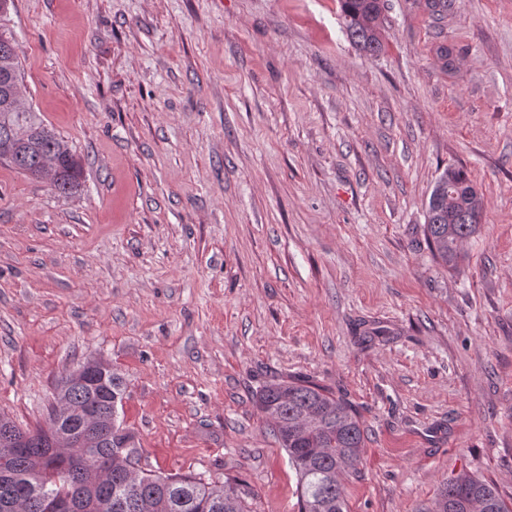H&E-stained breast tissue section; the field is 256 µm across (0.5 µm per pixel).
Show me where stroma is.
Masks as SVG:
<instances>
[{
  "mask_svg": "<svg viewBox=\"0 0 512 512\" xmlns=\"http://www.w3.org/2000/svg\"><path fill=\"white\" fill-rule=\"evenodd\" d=\"M14 3L24 95L84 176L0 164V416L45 425L93 356L140 469L299 512L254 395L304 378L366 429L347 512H429L463 471L512 500V0H386L376 56L338 0ZM451 165L484 201L456 272L424 242Z\"/></svg>",
  "mask_w": 512,
  "mask_h": 512,
  "instance_id": "1",
  "label": "stroma"
}]
</instances>
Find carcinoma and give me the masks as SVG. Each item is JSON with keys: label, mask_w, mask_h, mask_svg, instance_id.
I'll return each instance as SVG.
<instances>
[{"label": "carcinoma", "mask_w": 512, "mask_h": 512, "mask_svg": "<svg viewBox=\"0 0 512 512\" xmlns=\"http://www.w3.org/2000/svg\"><path fill=\"white\" fill-rule=\"evenodd\" d=\"M347 36L363 53L383 50L387 17L385 0H339ZM0 55V78L13 88V105L0 107V161L18 172L47 181L68 195L81 183L83 167L68 144L46 127L25 102L23 76L14 38ZM471 179L461 167L446 169L436 180L427 203L424 236L431 254L459 268L460 246L475 236L483 215L482 196H452L455 186ZM58 398L46 429H22L0 417V442L35 434L25 448L11 453L0 447V500H13L10 512H50L57 498L80 492L95 498L89 512H253L257 494L244 482L206 481L187 474H156L138 468L140 448L134 431L118 421L125 392L117 373L106 383L93 374L70 373L56 385ZM255 402L272 422V431L298 476L300 512H345L338 480L355 471L365 448L358 415L325 388L307 380H272L255 393ZM96 421L105 433L102 448L85 457L79 448H53L48 435L65 432L75 439ZM433 512H512L496 485L468 472L443 483Z\"/></svg>", "instance_id": "1"}]
</instances>
